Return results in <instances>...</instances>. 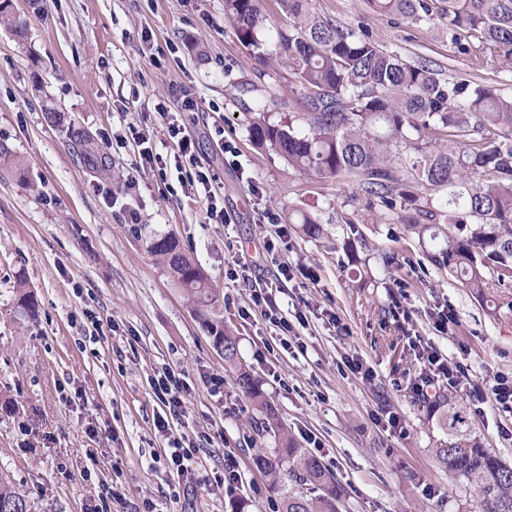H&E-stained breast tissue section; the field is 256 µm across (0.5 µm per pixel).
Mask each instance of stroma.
Listing matches in <instances>:
<instances>
[{
    "label": "stroma",
    "instance_id": "35a3bbf8",
    "mask_svg": "<svg viewBox=\"0 0 512 512\" xmlns=\"http://www.w3.org/2000/svg\"><path fill=\"white\" fill-rule=\"evenodd\" d=\"M308 6L364 28L385 49L428 62L445 78L512 92V66L461 52L427 25L373 12L367 0ZM9 11L26 37L0 23V143L24 170L0 168V480L30 512H86L116 466L125 497L110 502L111 512H133L145 499L159 512H237L243 500L249 512L278 506L258 464L275 439L257 435L258 413L232 378L217 394L207 384V376L223 375L224 356L133 233L121 208L132 176L143 232L174 233L218 294L233 297L221 307L225 326L298 446L310 435L320 440L313 454L334 472L346 512H474L473 485L432 456L441 432L410 387L423 371L414 345L447 356L465 348L474 378L512 377V288L481 302L426 259L434 242L419 245L379 207L356 198L354 185L306 174L256 147L252 100L239 85L276 93L277 121L303 111L305 92L288 67H260L225 19L224 0H10ZM186 91L198 111H182ZM161 107L197 142L228 223L209 221L205 203L185 196L176 177L134 168L131 148L114 143V135L134 129L170 156ZM51 112L56 121L48 120ZM72 126L91 136L108 171L84 164L67 136ZM222 140L234 147V162L222 156ZM292 210L317 218L326 236L302 238L286 220ZM355 210L365 219L364 242L352 249L343 217ZM283 264L295 277L275 295L280 309L305 303L340 319L335 327L314 317L296 326L302 353L283 351L261 317L238 314L251 289L273 282ZM21 279L38 299L36 318L15 311ZM438 306L457 316L444 334L429 316ZM88 307L103 323L100 332L83 316ZM345 353L372 368L373 379L341 366ZM166 364L187 382L185 415L171 420L168 437L154 427L161 407L148 387L149 375ZM389 412L400 416V429L378 425ZM471 422L485 448L512 463V415L487 405ZM184 435L210 442L199 453L202 485L174 504L153 458L169 437ZM228 452L249 482L231 495L212 483Z\"/></svg>",
    "mask_w": 512,
    "mask_h": 512
}]
</instances>
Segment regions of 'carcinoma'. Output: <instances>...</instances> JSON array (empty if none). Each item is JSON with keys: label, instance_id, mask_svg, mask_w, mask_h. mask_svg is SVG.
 <instances>
[{"label": "carcinoma", "instance_id": "cac0c4a2", "mask_svg": "<svg viewBox=\"0 0 512 512\" xmlns=\"http://www.w3.org/2000/svg\"><path fill=\"white\" fill-rule=\"evenodd\" d=\"M379 13L411 23L441 25L467 52L479 48L512 65V0H369ZM293 23L275 34L276 60L288 65L305 96V112L273 122L275 95L255 101L249 131L301 171L349 180L380 206L383 215L425 243V234L447 225L443 244L428 252L439 269L486 299L512 287V95L467 79L446 80L424 62L410 63L355 31L313 16L307 0H280ZM224 15L242 43L267 53L257 38L265 26L261 0H224ZM72 143L89 165L105 169V156L80 128ZM288 223L318 238L323 227L292 211ZM150 252L195 303L213 345L224 351V370L261 413L260 428L278 437L272 459L262 460L280 512H341L335 475L299 448L260 384L243 363L237 337L225 327L216 289L172 233L151 236ZM17 313L33 317L34 294L21 289ZM428 405L446 439L432 449L440 467L464 478L488 512H512V466L492 455L472 434L463 404L441 392ZM0 512H29V504L0 483Z\"/></svg>", "mask_w": 512, "mask_h": 512}]
</instances>
